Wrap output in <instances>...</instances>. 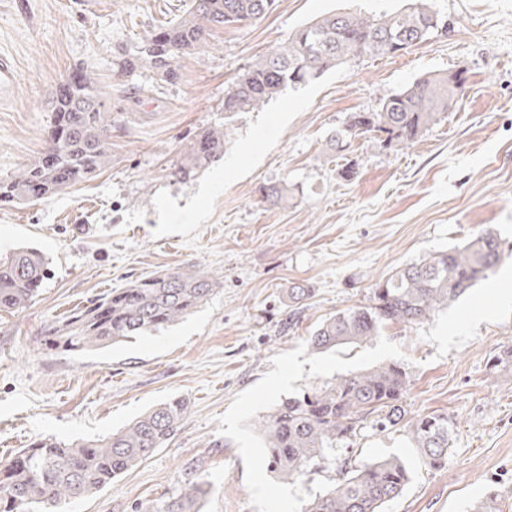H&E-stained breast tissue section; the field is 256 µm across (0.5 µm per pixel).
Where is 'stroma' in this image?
I'll return each instance as SVG.
<instances>
[{
  "instance_id": "35a3bbf8",
  "label": "stroma",
  "mask_w": 512,
  "mask_h": 512,
  "mask_svg": "<svg viewBox=\"0 0 512 512\" xmlns=\"http://www.w3.org/2000/svg\"><path fill=\"white\" fill-rule=\"evenodd\" d=\"M192 0H0V53L20 76L0 102V178L45 145L50 98L73 68L107 86L112 164L33 204L0 207V256L27 245L50 276L23 310L0 312V464L43 437L99 440L172 398L187 401L163 448L65 512H135L188 479L205 480L202 512H304L338 479V461L397 457L411 471L384 512H473L489 490L512 502V0H431L447 31L393 57H363L262 109L228 114L224 90L248 62L302 24L333 12L391 11L403 0H277L259 22L212 31L178 60L180 79L118 75L115 54L184 15ZM466 69L468 94L409 148L328 141L353 112H373L430 72ZM230 133L222 159L182 182L168 172L199 131ZM351 169L342 178V169ZM287 183L288 204H261ZM490 227L500 260L487 280L418 325L323 353L309 333L406 264ZM183 264L221 286L168 330L82 355L42 345L44 328L129 281ZM310 287L300 319L282 321L288 290ZM411 375L408 416L448 415L439 467L402 429L365 428L352 450L296 480L268 469L258 423L284 397L381 363Z\"/></svg>"
}]
</instances>
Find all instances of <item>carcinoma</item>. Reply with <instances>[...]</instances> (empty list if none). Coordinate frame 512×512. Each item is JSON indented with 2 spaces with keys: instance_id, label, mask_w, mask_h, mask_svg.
<instances>
[{
  "instance_id": "carcinoma-1",
  "label": "carcinoma",
  "mask_w": 512,
  "mask_h": 512,
  "mask_svg": "<svg viewBox=\"0 0 512 512\" xmlns=\"http://www.w3.org/2000/svg\"><path fill=\"white\" fill-rule=\"evenodd\" d=\"M275 0H193L191 11L115 57L117 72H152L159 80L179 79L177 60L207 46L208 31L246 27L265 17ZM442 22L426 0H405L402 8L380 15L339 12L301 25L288 39L241 69L224 93V111L250 112L284 88L305 85L326 71L363 56L394 55L399 35L419 44L417 31ZM467 94L447 73L415 80L385 99L375 112H353L329 145L342 151L354 138L385 134L387 147L404 149L418 141ZM52 150L43 151L23 170L0 179V205L44 200L92 177L112 163L109 139L119 123L105 108L95 78L79 69L60 84L52 101ZM228 129L209 128L185 145L170 176L184 180L224 154ZM288 182L264 188L263 202L288 203ZM499 258V241L487 229L448 250L413 262L371 287L369 302L323 321L308 336L322 352L366 343L390 324L417 325L488 278ZM49 262L33 248H18L0 260V312L26 307L46 279ZM218 283L195 265L157 272L116 288L64 320L48 325L45 345L68 352H89L168 328L195 311ZM410 374L387 363L304 389L277 404L260 424L271 472L299 478L313 466L336 462V449L350 446L365 427L380 431L399 426L425 465L448 455L452 427L444 414L409 419L403 401ZM187 404L169 399L107 437L66 444L53 437L35 441L0 468V512H58L62 501L93 495L148 459L177 430ZM342 478L315 496L306 512H382L410 480L405 463L391 457L341 466ZM206 484L190 480L162 501L137 506V512H200Z\"/></svg>"
}]
</instances>
